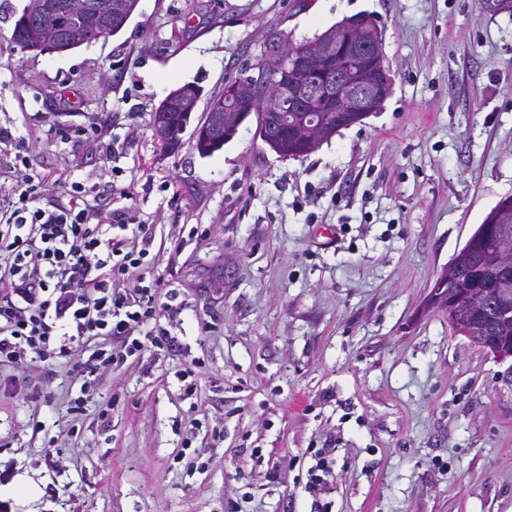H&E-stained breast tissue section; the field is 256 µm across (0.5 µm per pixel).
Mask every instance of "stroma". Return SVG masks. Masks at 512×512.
Instances as JSON below:
<instances>
[{
	"label": "stroma",
	"instance_id": "1",
	"mask_svg": "<svg viewBox=\"0 0 512 512\" xmlns=\"http://www.w3.org/2000/svg\"><path fill=\"white\" fill-rule=\"evenodd\" d=\"M24 0H0V200L23 172L80 183V206L148 243L163 333L95 367H0L10 512H512L511 365L427 304L490 209L512 195V15L480 0H140L116 35L21 52ZM372 14L393 91L380 112L285 159L241 126L165 154L152 112ZM81 411H73L74 402ZM334 449L327 489L305 491ZM27 5L15 20L12 32V41L21 51H24V43L30 31L36 29V17L31 13H27ZM333 448H320L315 453L316 464L308 471V481L306 483L307 489L310 493H316L321 490L324 483V477L330 473L332 460L330 455ZM319 472L321 474H319Z\"/></svg>",
	"mask_w": 512,
	"mask_h": 512
}]
</instances>
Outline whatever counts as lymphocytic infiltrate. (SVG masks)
I'll return each instance as SVG.
<instances>
[{"label": "lymphocytic infiltrate", "instance_id": "obj_1", "mask_svg": "<svg viewBox=\"0 0 512 512\" xmlns=\"http://www.w3.org/2000/svg\"><path fill=\"white\" fill-rule=\"evenodd\" d=\"M147 254L108 218L50 198L40 176L26 175L23 189L0 203V366L30 353L66 358L99 337L128 356L142 350L132 331L154 318L158 285L130 296L116 283Z\"/></svg>", "mask_w": 512, "mask_h": 512}]
</instances>
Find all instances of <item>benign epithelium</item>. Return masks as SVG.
<instances>
[{"label": "benign epithelium", "instance_id": "7a95c632", "mask_svg": "<svg viewBox=\"0 0 512 512\" xmlns=\"http://www.w3.org/2000/svg\"><path fill=\"white\" fill-rule=\"evenodd\" d=\"M138 2L121 0L112 6L107 2L112 23L128 21L126 14H134ZM31 9H54L66 19L83 15L90 10L88 0H66L56 5L50 0H33ZM88 36L79 28L68 29L66 37L60 39L53 30H40L32 33L25 51L35 54L62 53L70 51L84 42ZM382 32L360 17L346 19L320 36V43L312 49L298 54L299 75L290 73L272 79L264 68L256 69L241 76L226 92L210 101V127L216 136L232 133L248 119L257 117L263 111L262 105L273 99L278 112H314L318 104L330 101L338 119L333 124L303 118L295 127V139L299 146L309 151L336 134L339 130L361 122L382 109L392 92L390 75L380 65ZM200 100V93L190 88L172 93L163 99L154 111L153 127L156 135L168 140L164 117L169 112L193 113ZM465 254L456 253L448 264L443 279L448 281V294L437 296L430 293V303L454 315L464 302L476 312L484 311L485 303L455 287L460 279ZM459 334L479 346L487 354L504 362L512 361V336L493 341L479 340L471 333L461 330Z\"/></svg>", "mask_w": 512, "mask_h": 512}]
</instances>
